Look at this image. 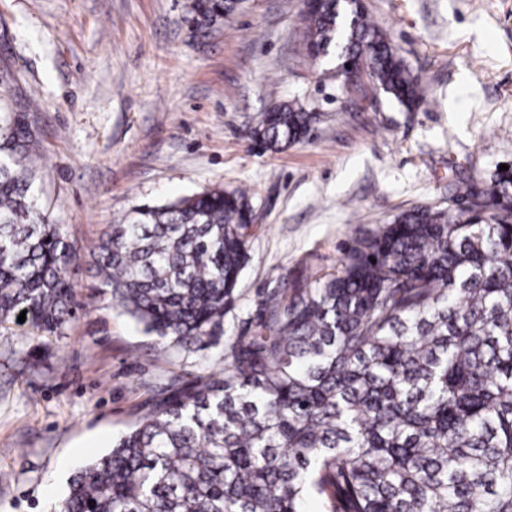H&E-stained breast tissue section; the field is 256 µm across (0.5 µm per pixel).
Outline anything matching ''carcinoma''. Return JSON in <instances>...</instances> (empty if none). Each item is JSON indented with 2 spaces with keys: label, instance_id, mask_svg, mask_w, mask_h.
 <instances>
[{
  "label": "carcinoma",
  "instance_id": "1",
  "mask_svg": "<svg viewBox=\"0 0 512 512\" xmlns=\"http://www.w3.org/2000/svg\"><path fill=\"white\" fill-rule=\"evenodd\" d=\"M239 0H188L208 28ZM308 53L352 61L407 112L417 75L362 0L302 14ZM0 97V326L72 315L79 252L36 186L41 137ZM316 114L286 102L252 138L278 152ZM470 214L414 206L336 272L302 268L262 297L218 370L173 386L71 479L58 512H512V170L465 189ZM253 206L220 187L142 206L95 246L112 301L173 349L221 345Z\"/></svg>",
  "mask_w": 512,
  "mask_h": 512
}]
</instances>
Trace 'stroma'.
<instances>
[{
  "instance_id": "1",
  "label": "stroma",
  "mask_w": 512,
  "mask_h": 512,
  "mask_svg": "<svg viewBox=\"0 0 512 512\" xmlns=\"http://www.w3.org/2000/svg\"><path fill=\"white\" fill-rule=\"evenodd\" d=\"M185 2L0 0V58L43 130L41 198L80 249L75 318L0 339V512H55L152 399L220 366L217 351L169 348L113 305L91 257L108 225L247 189L259 220L224 313L228 344L283 276L336 271L399 212L447 206L452 177L477 184L512 161V0H365L422 80L414 112L307 55L304 0H244L207 34ZM293 100L318 115L307 139L264 150L251 128Z\"/></svg>"
}]
</instances>
